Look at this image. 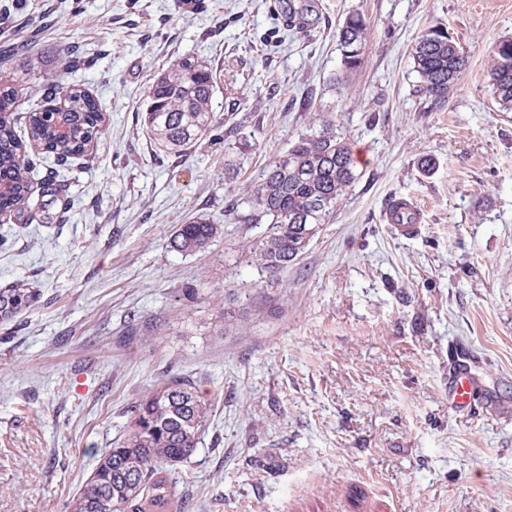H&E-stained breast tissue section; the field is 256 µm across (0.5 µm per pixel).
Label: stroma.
I'll use <instances>...</instances> for the list:
<instances>
[{
  "instance_id": "stroma-1",
  "label": "stroma",
  "mask_w": 512,
  "mask_h": 512,
  "mask_svg": "<svg viewBox=\"0 0 512 512\" xmlns=\"http://www.w3.org/2000/svg\"><path fill=\"white\" fill-rule=\"evenodd\" d=\"M0 0L5 72L82 86L105 114L70 160L69 206L43 224L0 218V288L37 303L0 323V512H69L127 408L166 376L210 407L173 474L189 512H512V112L488 84L512 38V0H320V32L276 33L272 0ZM369 23L344 75L336 26ZM468 60L425 111L410 55L430 26ZM84 64L69 68L71 53ZM187 55L244 64L239 105L176 154L140 121L154 78ZM334 117L358 178L288 269L270 272L238 224L248 192L291 142ZM420 209L417 234L384 219ZM223 226L205 252L174 225ZM476 411L448 404L452 359ZM407 203H408V206H405L406 209H403V208L393 209L392 207H389L384 214V219L387 222V224L396 225V228L402 234L411 235L416 230L417 224H412V222H410V221L406 222V220H405V222L407 224H402V223H404V218H406V216H403L402 212L410 211V212L415 213L417 215L419 221H420V212L417 209L416 205L412 201L407 200ZM399 221H401V223ZM222 232V225L213 219L200 215L188 224H178L168 244L173 250L185 255L205 251L209 244Z\"/></svg>"
}]
</instances>
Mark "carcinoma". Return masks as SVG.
Returning <instances> with one entry per match:
<instances>
[{"instance_id": "cac0c4a2", "label": "carcinoma", "mask_w": 512, "mask_h": 512, "mask_svg": "<svg viewBox=\"0 0 512 512\" xmlns=\"http://www.w3.org/2000/svg\"><path fill=\"white\" fill-rule=\"evenodd\" d=\"M281 30L316 32L322 23L318 0H274ZM345 71L357 70L367 38V21L360 13L348 14L336 32ZM414 70L426 109L442 108L448 94L467 66L448 31L431 26L412 47ZM488 83L493 99L503 112H512V39L490 47ZM23 77L0 79V216L16 224H31L27 213L31 187L25 176L29 165L27 144L53 155L59 165L85 156L102 135L105 118L97 101L85 91L70 87L57 106L53 94L41 107L26 112L29 143L16 131L18 87ZM217 77L208 63L185 56L161 74L148 92L142 115L146 131L156 143L178 152L214 130L211 108ZM357 179L353 150L335 123L323 120L319 129L300 137L287 154L273 162L265 177L251 190L249 224H265L262 237L251 247L254 259L280 270L301 256L320 226ZM67 183L56 174L42 182V194L52 205L62 201ZM222 232V225L200 215L178 224L168 244L185 255L205 251ZM38 298L32 288H1L0 318L10 319ZM124 440L104 449L86 482L72 498L70 512H185L186 502L176 495L171 472L197 450L199 436L208 420V407L196 385L173 378L149 390L128 409Z\"/></svg>"}]
</instances>
